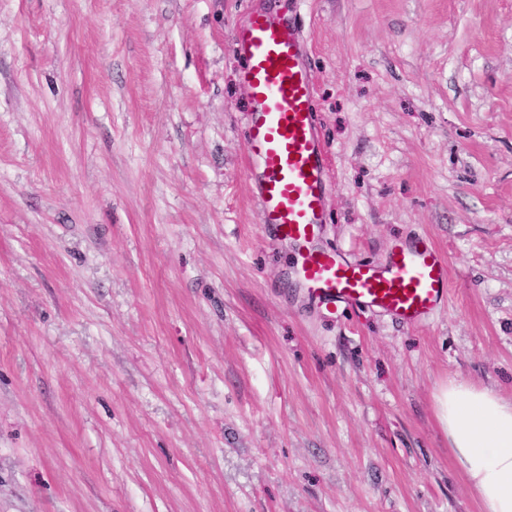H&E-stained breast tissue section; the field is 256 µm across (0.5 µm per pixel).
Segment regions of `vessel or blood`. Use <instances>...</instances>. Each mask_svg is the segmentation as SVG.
Masks as SVG:
<instances>
[{
	"label": "vessel or blood",
	"mask_w": 512,
	"mask_h": 512,
	"mask_svg": "<svg viewBox=\"0 0 512 512\" xmlns=\"http://www.w3.org/2000/svg\"><path fill=\"white\" fill-rule=\"evenodd\" d=\"M230 51L248 89L249 179L261 224L294 252L290 274L318 306L376 309L413 326L430 320L448 293L449 261L436 247L408 243L389 260L357 262L320 247L327 222L324 150L315 122V78L301 61L290 23L254 11L235 29Z\"/></svg>",
	"instance_id": "obj_1"
}]
</instances>
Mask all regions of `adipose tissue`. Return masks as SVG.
<instances>
[{
  "label": "adipose tissue",
  "mask_w": 512,
  "mask_h": 512,
  "mask_svg": "<svg viewBox=\"0 0 512 512\" xmlns=\"http://www.w3.org/2000/svg\"><path fill=\"white\" fill-rule=\"evenodd\" d=\"M436 412L483 512H512V399L453 381L437 394Z\"/></svg>",
  "instance_id": "ef3b65f1"
}]
</instances>
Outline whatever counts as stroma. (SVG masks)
Returning a JSON list of instances; mask_svg holds the SVG:
<instances>
[{"label": "stroma", "mask_w": 512, "mask_h": 512, "mask_svg": "<svg viewBox=\"0 0 512 512\" xmlns=\"http://www.w3.org/2000/svg\"><path fill=\"white\" fill-rule=\"evenodd\" d=\"M316 78L323 245L449 260L314 304L247 178L231 35ZM512 399V0H0V512H482L435 395Z\"/></svg>", "instance_id": "35a3bbf8"}]
</instances>
